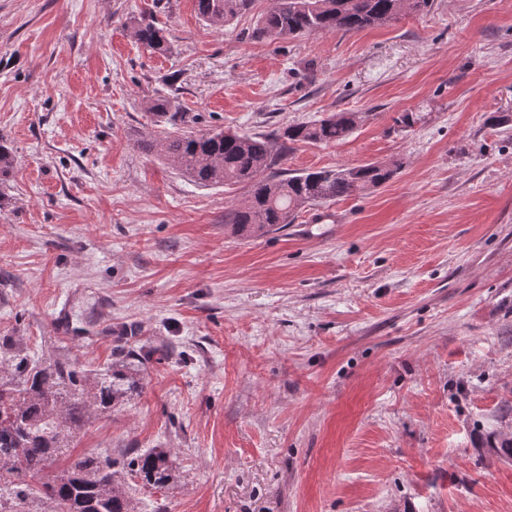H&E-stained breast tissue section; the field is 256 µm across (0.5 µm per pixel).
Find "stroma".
<instances>
[{"instance_id":"obj_1","label":"stroma","mask_w":512,"mask_h":512,"mask_svg":"<svg viewBox=\"0 0 512 512\" xmlns=\"http://www.w3.org/2000/svg\"><path fill=\"white\" fill-rule=\"evenodd\" d=\"M195 0H0V336L93 375L145 353L141 386L85 419L77 456L169 451L140 512H512V0H434L349 33L256 40ZM147 15L171 44L146 50ZM193 133H267L339 112L345 140L291 172L400 162L391 181L258 238L224 229L238 187L143 151L148 101ZM424 118L398 131L399 113ZM149 109L153 114L164 119V123L177 127L190 123L187 112H178L170 97L157 95L150 101Z\"/></svg>"}]
</instances>
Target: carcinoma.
<instances>
[{
	"mask_svg": "<svg viewBox=\"0 0 512 512\" xmlns=\"http://www.w3.org/2000/svg\"><path fill=\"white\" fill-rule=\"evenodd\" d=\"M251 2L196 0V10L202 20L222 28ZM432 6L433 0H271L252 37L359 31L427 13ZM131 33L152 52L170 51L163 30L151 20L133 23ZM149 109L173 127L189 123L188 113L167 96H155ZM354 128V116L342 112L268 135L175 131L148 147L202 186L243 188L246 198L224 211V227L237 236L259 237L293 223L307 206L392 179L396 169L379 163L289 175L274 171L290 145L335 143ZM124 357L122 368L110 366L87 377L59 360L35 361L6 338L0 342V512H136L119 486L116 462L98 455L74 458L70 452L88 411H107L137 387L135 353L129 350ZM53 464L58 470L42 480ZM129 468L157 488L174 479L171 455L164 450L133 457Z\"/></svg>",
	"mask_w": 512,
	"mask_h": 512,
	"instance_id": "1",
	"label": "carcinoma"
}]
</instances>
